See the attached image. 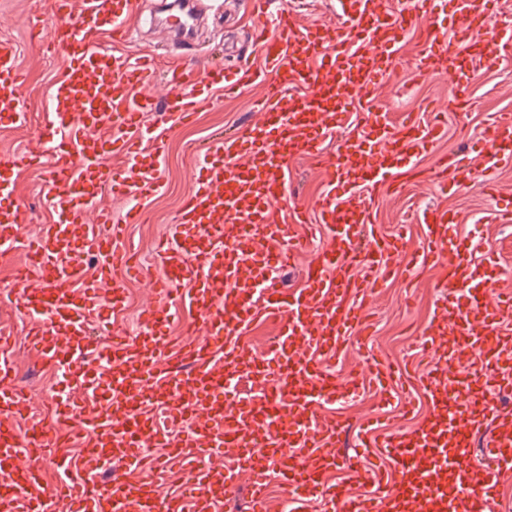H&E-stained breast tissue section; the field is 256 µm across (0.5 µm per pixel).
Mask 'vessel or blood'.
<instances>
[{
  "mask_svg": "<svg viewBox=\"0 0 512 512\" xmlns=\"http://www.w3.org/2000/svg\"><path fill=\"white\" fill-rule=\"evenodd\" d=\"M340 12L316 26H301L293 9L269 13L268 0H252L253 37L262 67L216 69L172 79L162 123H191L211 90L236 93L262 86L258 122L242 135L203 150L194 186L183 200L177 229L158 251L162 276L132 339L102 342L98 326L124 306L122 271L137 257L122 241V227L139 223L143 205L157 195L156 175L165 150L145 114L156 110L150 89L153 62L130 60L96 45L107 30L125 42L134 22L132 0H54L51 49L71 63L52 97L54 122L46 144L54 157L47 193L59 220L43 225L29 246L28 264L15 272L5 300L23 314L28 340L46 364L69 369L68 391L47 406L40 423L21 429L30 405L11 359L13 338L0 332V512H48L66 502L70 512H216L248 484L250 512H265L267 484L284 487L283 512H305L322 497L327 512H493L502 486L512 482V294L495 288L492 251L474 257L450 236L456 214L427 209L415 217L429 233L420 264L447 268V296L419 339V381L430 406L411 432L360 437L350 452L349 427L327 418L325 405L355 394L360 375L337 381L321 364L353 335L366 334V297L401 264L399 236L371 241L363 259L359 241L371 221L363 188L398 189L397 175L412 169L447 133L441 123L372 112L368 103L397 57L405 28L441 9V0H339ZM482 0H453V46L425 54L420 75L454 71L458 109L469 105L466 73L492 64L512 48V27L493 26ZM18 50L0 42V124L29 123ZM365 112L362 132L339 135L351 112ZM338 137L332 153L325 137ZM125 155L124 169L110 160ZM307 157L326 169L330 189L316 204L317 230L327 246L306 265L300 288L287 290L279 274L304 253L307 242L287 227L278 206L288 192L290 160ZM512 161V113L499 114L486 146L469 159L439 155L435 188L465 182L479 170L484 189L497 195L492 174ZM42 166L39 152L0 154V252L12 250L23 221L9 204L14 170ZM129 200L120 221L100 207L105 194ZM97 259L87 270L85 256ZM182 292L197 313L179 345L165 328L170 299ZM260 322L276 325L264 358L241 338ZM252 379V395L239 398L236 380ZM84 429L83 458L98 476H80V460L64 449L61 430L70 418ZM381 448L394 463V479L380 496L356 497L328 481L346 464L354 482L375 481L364 450ZM146 448H164L190 479L176 495L155 481L130 480ZM233 449L231 465L201 466V453ZM60 472L54 486L41 462Z\"/></svg>",
  "mask_w": 512,
  "mask_h": 512,
  "instance_id": "b4317fda",
  "label": "vessel or blood"
}]
</instances>
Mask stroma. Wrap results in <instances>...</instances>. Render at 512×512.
<instances>
[{"mask_svg": "<svg viewBox=\"0 0 512 512\" xmlns=\"http://www.w3.org/2000/svg\"><path fill=\"white\" fill-rule=\"evenodd\" d=\"M160 0H136L139 18L124 51L130 57L142 53L159 55L161 65L154 77V92L164 98L173 70L205 73L216 66L229 69L243 64L260 65L261 56L252 45L250 32L255 19L248 0H202V16L192 43L178 44L162 31L147 25ZM51 0H0V40L16 43L19 63L26 77L25 105L31 115L26 128L0 126V151H23L38 147V130L51 115L48 99L55 83L62 77L68 59L64 54L46 50L51 31L48 18ZM424 47L421 32H411L401 49V59L388 84L374 100L375 107L398 113L424 112L443 107L455 94L454 78L442 74L413 82L412 73ZM262 92L253 86L225 97L214 92L213 98L200 110L195 123L188 127L170 126L165 134L167 149L159 167L164 191L144 209L142 223L129 225L125 240L138 253L139 265L126 278L128 301L124 311L112 316L103 325V332L134 334L140 326V313L152 301V284L161 273L156 260V246L168 237L175 226L180 202L192 188V170L199 151L208 145L240 135L256 118L253 102ZM471 105L463 111L447 114L448 136L433 152L422 155L416 171L403 173V189L393 193L384 188L373 191L372 222L368 233L387 236L405 231L410 249H417L427 235L423 224L410 223L409 218L421 210L444 207L457 213L458 236L476 251L493 250L500 261L496 285L512 289V224L494 221L498 199L484 191L480 174H472L463 185L449 186L447 192L429 188L424 179L431 172L436 154H463L483 147L486 132L496 113L512 111V60L499 61L489 67L471 71L469 77ZM47 170H21L14 174L15 202L25 210L24 236H33L39 225L54 223L56 213L49 206L43 184ZM288 182L295 195L284 203L285 212L295 207H312L324 192L326 172L314 162L298 158L288 166ZM440 272L431 267L418 276L400 269L386 288L376 292L372 300L370 335L350 338L340 355L325 361V368L334 370L337 380L358 368L364 355H374L391 369L410 370L411 337L420 335L443 294L437 286ZM17 327L13 357L15 370L31 390L27 421L40 418L48 397L61 386L59 372L46 368L27 340V329L20 316L0 308V327ZM429 403L415 386L386 393L371 382H363L355 398L338 407L337 412L354 427L371 418H378L390 431L414 429L426 420Z\"/></svg>", "mask_w": 512, "mask_h": 512, "instance_id": "obj_1", "label": "stroma"}]
</instances>
